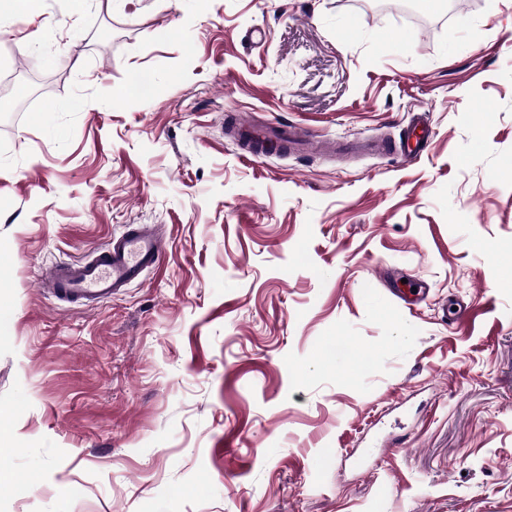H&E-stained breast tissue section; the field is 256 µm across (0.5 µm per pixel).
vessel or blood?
<instances>
[{
  "mask_svg": "<svg viewBox=\"0 0 512 512\" xmlns=\"http://www.w3.org/2000/svg\"><path fill=\"white\" fill-rule=\"evenodd\" d=\"M234 137L246 146L275 145L282 150L299 149L308 134L299 127H276L264 123L240 122ZM429 137L421 115H413L398 143H377V151L395 150L402 157H416ZM163 257L161 234L148 227H136L111 237L108 245L88 260L53 264L46 276L50 292L66 304L103 302L112 298L145 269L159 265Z\"/></svg>",
  "mask_w": 512,
  "mask_h": 512,
  "instance_id": "1",
  "label": "vessel or blood"
}]
</instances>
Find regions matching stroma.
<instances>
[{
    "label": "stroma",
    "instance_id": "1",
    "mask_svg": "<svg viewBox=\"0 0 512 512\" xmlns=\"http://www.w3.org/2000/svg\"><path fill=\"white\" fill-rule=\"evenodd\" d=\"M391 2L0 22V512H512V0ZM414 112L410 160L226 134L392 142ZM139 224L160 266L49 297L52 263ZM236 140L251 148L254 145L274 144L277 149L297 150L310 139L300 127H276L264 123L248 124L242 121L234 126Z\"/></svg>",
    "mask_w": 512,
    "mask_h": 512
}]
</instances>
